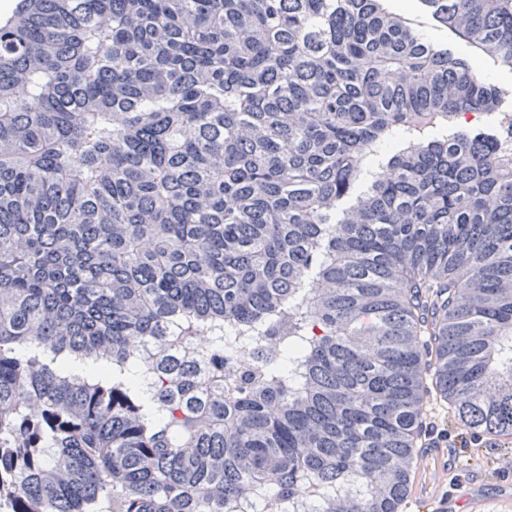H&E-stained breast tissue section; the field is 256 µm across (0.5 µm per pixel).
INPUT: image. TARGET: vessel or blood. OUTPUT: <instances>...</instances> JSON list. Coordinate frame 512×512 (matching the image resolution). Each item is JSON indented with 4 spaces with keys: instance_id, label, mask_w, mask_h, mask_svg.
Returning <instances> with one entry per match:
<instances>
[{
    "instance_id": "obj_1",
    "label": "vessel or blood",
    "mask_w": 512,
    "mask_h": 512,
    "mask_svg": "<svg viewBox=\"0 0 512 512\" xmlns=\"http://www.w3.org/2000/svg\"><path fill=\"white\" fill-rule=\"evenodd\" d=\"M416 458L401 497L403 505L419 503L430 512H449L454 498L448 493L445 479L460 467L454 448L447 440L432 437L423 441ZM464 506L466 512H512V494L505 492L493 499L474 495L465 500Z\"/></svg>"
}]
</instances>
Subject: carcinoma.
Returning <instances> with one entry per match:
<instances>
[{
    "label": "carcinoma",
    "instance_id": "carcinoma-1",
    "mask_svg": "<svg viewBox=\"0 0 512 512\" xmlns=\"http://www.w3.org/2000/svg\"><path fill=\"white\" fill-rule=\"evenodd\" d=\"M420 2L455 47L391 0L0 23L5 512H398L432 390L512 437V0Z\"/></svg>",
    "mask_w": 512,
    "mask_h": 512
}]
</instances>
